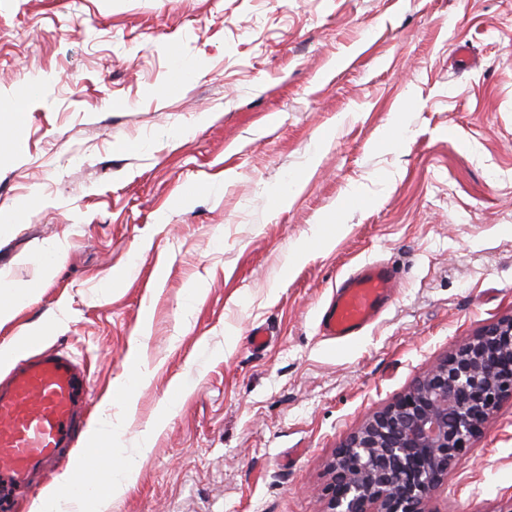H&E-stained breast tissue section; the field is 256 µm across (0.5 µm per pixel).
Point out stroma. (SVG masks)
Segmentation results:
<instances>
[{"mask_svg":"<svg viewBox=\"0 0 512 512\" xmlns=\"http://www.w3.org/2000/svg\"><path fill=\"white\" fill-rule=\"evenodd\" d=\"M0 93V344L84 366L110 512H323L335 449L512 316V0H0ZM369 261L393 303L325 339ZM511 506L507 399L429 507ZM394 275L381 262H366L343 276L320 315L324 336L349 344L381 317L392 303ZM29 291L26 288H1L0 289V323L6 322L12 317L14 306L27 299Z\"/></svg>","mask_w":512,"mask_h":512,"instance_id":"1","label":"stroma"}]
</instances>
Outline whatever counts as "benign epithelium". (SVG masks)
Wrapping results in <instances>:
<instances>
[{"mask_svg": "<svg viewBox=\"0 0 512 512\" xmlns=\"http://www.w3.org/2000/svg\"><path fill=\"white\" fill-rule=\"evenodd\" d=\"M507 397L512 317L486 326L336 448L324 512H430L432 491Z\"/></svg>", "mask_w": 512, "mask_h": 512, "instance_id": "benign-epithelium-1", "label": "benign epithelium"}]
</instances>
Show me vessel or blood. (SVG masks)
<instances>
[{
    "instance_id": "vessel-or-blood-1",
    "label": "vessel or blood",
    "mask_w": 512,
    "mask_h": 512,
    "mask_svg": "<svg viewBox=\"0 0 512 512\" xmlns=\"http://www.w3.org/2000/svg\"><path fill=\"white\" fill-rule=\"evenodd\" d=\"M395 296L394 275L366 262L343 276L320 315V328L349 344L381 317ZM21 359L0 382V512H14L22 489L38 470L52 466L73 440L85 400V375L67 355L24 339Z\"/></svg>"
}]
</instances>
